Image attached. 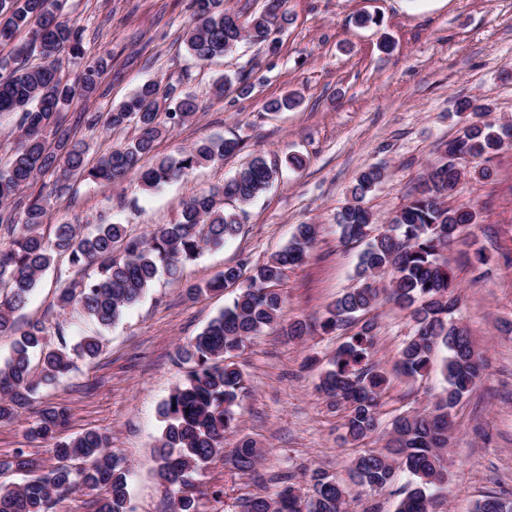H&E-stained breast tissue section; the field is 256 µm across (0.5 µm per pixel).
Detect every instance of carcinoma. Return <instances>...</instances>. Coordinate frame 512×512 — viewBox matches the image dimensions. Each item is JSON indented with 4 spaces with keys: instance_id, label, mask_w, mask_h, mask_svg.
I'll list each match as a JSON object with an SVG mask.
<instances>
[{
    "instance_id": "carcinoma-1",
    "label": "carcinoma",
    "mask_w": 512,
    "mask_h": 512,
    "mask_svg": "<svg viewBox=\"0 0 512 512\" xmlns=\"http://www.w3.org/2000/svg\"><path fill=\"white\" fill-rule=\"evenodd\" d=\"M195 12L184 29L182 42L199 61H210L248 40L272 44L288 21L285 0H267L265 10L242 22L224 10V0H193ZM64 0H0V45L12 43L25 31L29 48L40 62L0 74V117L20 114L21 135L7 163L0 167V206H8L39 176L53 181L28 199L21 220L0 217V335L16 331L14 313L24 308L41 276L65 255L71 266L87 272L80 281L59 288L58 307L79 311L99 328L112 326L153 286L160 271L176 278L183 265L207 247H221L240 231L236 215L224 212V199L243 205L257 198L275 179L277 170L261 156L253 157L224 185L191 193L181 202L180 219L146 235H134L127 225L55 224L44 231L49 200L67 194L75 178L99 184L123 180L137 171L147 188L177 181L189 171L234 153L239 142L209 139L176 156L155 158L156 142L190 121L198 112L195 97L180 96L173 87L147 81L108 112L85 113L88 128L102 125L120 131L134 125L137 135L119 143L94 164L86 160L84 141L65 126L64 110L76 99L96 93L104 60L96 59L78 74L64 79L63 64L84 55L83 28L63 15ZM457 111L471 112L477 120L464 125L446 144L441 163L413 199L373 236V214L361 200L384 178L379 167H369L351 188L353 203L336 216L340 238L346 244L363 243L355 269L357 286L344 292L320 323L326 335L359 328L336 348L320 376L318 391L329 405L343 411L341 439H366L379 425L380 400L387 383L380 363L373 360L376 324L360 316L386 294L408 311L412 334L401 348L397 367L408 378L424 376L440 347L448 351L441 366L445 387L431 407L403 412L391 422L390 439L380 452H368L352 461L357 481L373 490L391 486L396 472L413 477L401 493L396 512H436L445 491L448 468L445 450L451 441L453 409L484 373L480 351L465 327L455 320L460 303L451 273L448 251L464 230L476 223V212L448 204L462 171L460 162L488 157L512 147V124L482 120V107L470 99L458 102ZM314 224H299L288 245L267 262L248 267L240 262L203 285L187 288L191 298L238 284L248 285L196 336L176 349L179 363L188 365L185 381L160 407L165 423L155 448L156 474L166 491L174 494L173 512H198L197 499L185 494L214 457L238 473L256 470L262 457L257 442L242 437L228 455L224 435L237 427V411L247 390L243 372L230 361L264 330L283 317L281 285L288 271L309 258L316 240ZM390 275L388 287L377 283ZM286 333L302 341L312 334L305 321L287 324ZM99 334H88L71 345L60 336L48 338L45 325L29 322L15 340L9 357L0 361V423L13 422L33 408L45 387L58 382L74 366L73 358L96 359ZM67 422L65 411L40 412L29 434L45 439ZM110 437L88 430L54 443L58 465L41 472L38 459L19 449L1 469L28 475L21 484L0 487V512H54L67 496L82 489H105L97 512H133L129 494L130 470L108 451ZM274 496H251L240 502L241 512H346L345 490L335 476L311 470L309 491L300 492L289 477ZM476 512H512V501L488 495Z\"/></svg>"
}]
</instances>
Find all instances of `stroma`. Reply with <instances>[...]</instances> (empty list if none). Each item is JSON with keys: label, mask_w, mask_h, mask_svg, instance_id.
<instances>
[{"label": "stroma", "mask_w": 512, "mask_h": 512, "mask_svg": "<svg viewBox=\"0 0 512 512\" xmlns=\"http://www.w3.org/2000/svg\"><path fill=\"white\" fill-rule=\"evenodd\" d=\"M190 4L68 0L65 10L84 30L87 60L108 63L97 94L67 111L89 161L132 139L135 130H91L80 114L108 111L147 80L177 85L199 104L192 120L157 141L156 156H174L217 137L238 139L240 149L153 190L144 189L134 172L112 185L77 182L69 194L51 200L49 223L119 222L143 234L175 223L181 201L192 191L223 185L254 155H264L280 170L248 206L225 200V210L239 215L236 237L221 249L204 250L179 279L160 277L119 322L102 331L98 358L76 361L35 404L39 410H66L65 435L96 429L110 436L112 454L130 469L135 512H171L153 448L163 429L159 406L186 378L175 347L200 333L237 293L229 287L192 299L188 286L228 264L263 263L287 244L295 225L313 224L315 247L304 265L289 271L282 289L285 319L319 322L355 285L362 246L341 242L336 214L350 202L356 175L375 165L385 170L384 181L363 202L376 218L375 231H382L440 163L444 143L458 134L465 121L456 112L460 98L488 106V121L512 122V0H286L289 23L276 53L243 41L233 53L204 63L186 54L181 39L192 18ZM362 14L374 16L375 24L358 26ZM385 40L391 50L381 49ZM241 73L250 77L249 94H211L216 78ZM289 93L300 97L299 107L266 111L268 101ZM293 154L303 157L302 168L289 166ZM488 166L490 178L479 179L474 163H466L452 198L454 205L477 213L465 231L466 243L454 246L448 257L461 298L460 322L480 347L486 369L452 412L441 512H474L488 495L512 500V149L499 151ZM472 242L489 256L479 270L467 259ZM75 276L64 260L48 270L16 313L18 326L39 320L50 338L62 335L70 342L93 331L78 312L56 305L60 284ZM369 316L377 325L374 358L388 378L378 429L362 442L342 443V414L317 390L339 336L317 332L299 342L279 329L266 330L236 358L248 392L238 407L237 431L224 439L228 449L243 435L256 440L260 465L241 475L215 458L199 477L200 512H238L240 499L274 494L282 474L302 487L315 468L344 485L348 512H395L396 490L410 475L399 473L394 486L373 491L353 478L352 460L384 450L392 419L430 406L444 383L435 369L417 381L399 374V351L412 328L406 312L383 299ZM32 421L26 415L0 424V460L21 449L39 458L43 469H52L53 442L32 440ZM216 490L221 499L213 498Z\"/></svg>", "instance_id": "obj_1"}]
</instances>
